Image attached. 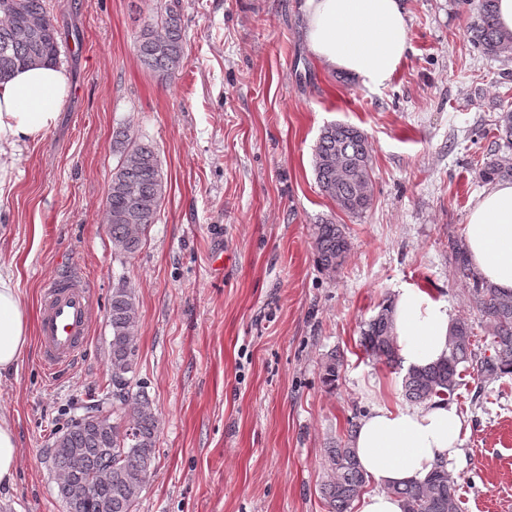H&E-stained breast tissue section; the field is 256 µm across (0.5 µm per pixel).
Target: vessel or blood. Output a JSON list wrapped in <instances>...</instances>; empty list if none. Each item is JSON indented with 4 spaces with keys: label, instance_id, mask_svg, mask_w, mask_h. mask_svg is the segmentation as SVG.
I'll list each match as a JSON object with an SVG mask.
<instances>
[{
    "label": "vessel or blood",
    "instance_id": "1",
    "mask_svg": "<svg viewBox=\"0 0 512 512\" xmlns=\"http://www.w3.org/2000/svg\"><path fill=\"white\" fill-rule=\"evenodd\" d=\"M94 290L78 274L52 278L41 290L37 323L40 358L47 371L70 364L90 333Z\"/></svg>",
    "mask_w": 512,
    "mask_h": 512
}]
</instances>
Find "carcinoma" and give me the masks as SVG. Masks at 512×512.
<instances>
[{
    "label": "carcinoma",
    "instance_id": "1",
    "mask_svg": "<svg viewBox=\"0 0 512 512\" xmlns=\"http://www.w3.org/2000/svg\"><path fill=\"white\" fill-rule=\"evenodd\" d=\"M476 11L471 25L472 42L489 57L512 50V34L496 23L494 0H464ZM136 51L150 70L165 77L179 67L185 52L182 20L171 8L145 24L137 37ZM59 31L46 0H0V81L17 69L37 64H57ZM498 139L512 146V108L498 113ZM112 152L118 163L106 195V210L115 251L131 255L141 237L158 218L165 195V181L155 148L136 141L127 128L116 132ZM316 183L322 193L345 213L361 215L372 204L371 155L366 135L342 122L327 125L312 156ZM512 173V155H494L483 177ZM316 263L323 273H333L349 250L345 227L329 219L314 225ZM454 274L470 285L473 303L485 318L489 356L474 352V327L461 317L450 327L448 357L424 369H409L402 378L407 401L422 404L437 396H451L467 367L483 383L512 374V293L501 291L482 278L462 247L452 248ZM139 320L135 290L121 283L112 289L108 311L111 328L110 364L112 405L122 414L106 415L102 405L94 415L72 422L57 436L46 459L58 476L62 500L75 503V512H136L151 475L159 420L152 401L142 390L131 391L127 374L134 372V329ZM360 345L392 368L400 366L390 304L381 305L361 330ZM354 422L347 439L324 449L325 480L321 493L329 512H349L352 502L368 482L352 446ZM401 498L404 512H457L456 486L448 470L436 467L417 483L391 488Z\"/></svg>",
    "mask_w": 512,
    "mask_h": 512
}]
</instances>
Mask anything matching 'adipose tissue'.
<instances>
[{
  "label": "adipose tissue",
  "instance_id": "adipose-tissue-1",
  "mask_svg": "<svg viewBox=\"0 0 512 512\" xmlns=\"http://www.w3.org/2000/svg\"><path fill=\"white\" fill-rule=\"evenodd\" d=\"M305 44L324 67L344 71L376 90L398 72L410 49L404 0H304ZM69 90L66 70L38 65L0 82V197L12 189L15 149L40 141L56 125ZM465 242L473 266L490 283L512 291V182L485 190L467 216ZM397 351L409 367L424 368L448 354L451 326L445 301L421 288L393 299ZM30 341L27 312L14 273L0 264V373L16 368ZM465 421L456 405L433 400L414 408L381 405L362 417L353 446L375 484L357 512H404L396 485L424 481L438 466L454 470Z\"/></svg>",
  "mask_w": 512,
  "mask_h": 512
}]
</instances>
